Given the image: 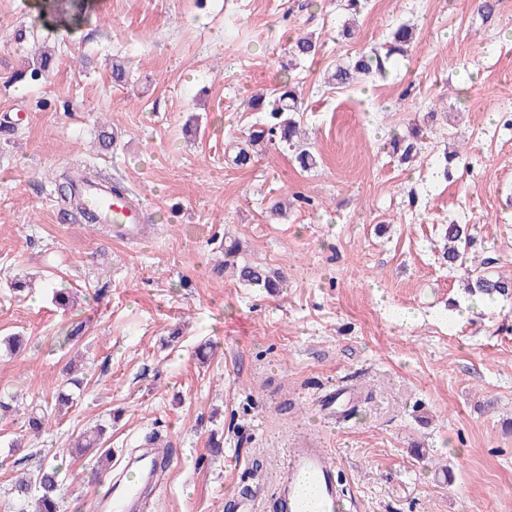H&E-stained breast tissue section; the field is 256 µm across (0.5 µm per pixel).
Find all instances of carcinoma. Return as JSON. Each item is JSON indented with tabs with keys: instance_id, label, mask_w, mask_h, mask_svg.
<instances>
[{
	"instance_id": "obj_1",
	"label": "carcinoma",
	"mask_w": 512,
	"mask_h": 512,
	"mask_svg": "<svg viewBox=\"0 0 512 512\" xmlns=\"http://www.w3.org/2000/svg\"><path fill=\"white\" fill-rule=\"evenodd\" d=\"M85 4L83 0H45L43 11L50 14L56 25L67 28L77 25L83 19ZM415 42L414 28L402 24L391 32V39L383 51L372 49L344 64L336 65L332 76L338 87H351L371 74L383 75L398 57H406ZM317 54V43L311 36L298 37L290 47L291 60H305ZM51 59L43 55L39 65L21 71L16 78L29 82H39L47 77ZM247 108L264 113L259 128L249 134L248 145L239 150L233 158V164L243 168L252 163V153L270 146H287L294 149L295 160L304 170L316 168V155L308 148L302 147L303 129L297 119L302 111V97L295 85L293 77L288 76L282 82L281 90L273 102L265 101V97L256 94L248 102ZM420 130L411 129L408 137H394L392 150L409 156L416 148ZM87 174V168L81 164H68L59 174L58 189L64 201L76 207V179ZM447 241L441 257L452 267L466 261L469 248L474 245V237L467 224H450L445 232ZM239 280L248 286L263 288L274 293L286 283L285 276L280 272L267 269L260 264L243 263L239 269ZM467 291L472 295H480L486 302L492 303L500 297L512 296V279L490 274L478 267L467 276ZM49 424V415L43 411L32 412L28 416L27 427L34 436L41 435ZM105 434V425L99 424L93 430L81 435L74 447L90 451L100 444ZM13 499L20 506V512H59L63 497V484L60 479V468L52 462L41 463L34 471L22 473L16 477L12 488Z\"/></svg>"
}]
</instances>
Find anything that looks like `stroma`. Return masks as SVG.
I'll list each match as a JSON object with an SVG mask.
<instances>
[{"label": "stroma", "instance_id": "1", "mask_svg": "<svg viewBox=\"0 0 512 512\" xmlns=\"http://www.w3.org/2000/svg\"><path fill=\"white\" fill-rule=\"evenodd\" d=\"M23 2L0 0V337L26 342L0 349V397L47 405L77 354L88 384L39 437L0 416V512L14 478L52 457L61 512H93L154 433L174 464L139 512H225L227 495L269 488L306 432L332 450L356 512H512V299L472 300L438 249L450 222L474 225L477 259L512 277V0L489 18L478 0H368L351 37L343 0H90L70 29ZM403 21L418 31L408 57L326 82ZM307 32L322 51L293 76L317 168L286 148L234 166L262 119L246 100L276 95ZM43 51L47 79L14 81ZM116 61L127 86L112 83ZM413 126L408 163L389 142ZM451 144L465 158L448 172ZM73 159L140 201L142 238L73 219L55 182ZM279 200L286 214L270 215ZM234 238L286 273L283 292L218 270ZM56 287L71 288L67 308ZM340 391L349 406L319 409ZM105 419L107 473L71 446Z\"/></svg>", "mask_w": 512, "mask_h": 512}]
</instances>
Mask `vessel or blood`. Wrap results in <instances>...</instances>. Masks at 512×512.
I'll return each instance as SVG.
<instances>
[{
  "label": "vessel or blood",
  "mask_w": 512,
  "mask_h": 512,
  "mask_svg": "<svg viewBox=\"0 0 512 512\" xmlns=\"http://www.w3.org/2000/svg\"><path fill=\"white\" fill-rule=\"evenodd\" d=\"M86 204L96 211L102 223L111 225L120 238L138 236L142 214L129 198L110 194L106 181L84 186ZM143 474L140 487L115 486L110 512H137L147 486L164 476L172 465L165 449H157L134 459ZM274 494L281 512H340L336 486V463L329 449L315 438L303 439L298 447L287 449L274 479Z\"/></svg>",
  "instance_id": "vessel-or-blood-1"
}]
</instances>
